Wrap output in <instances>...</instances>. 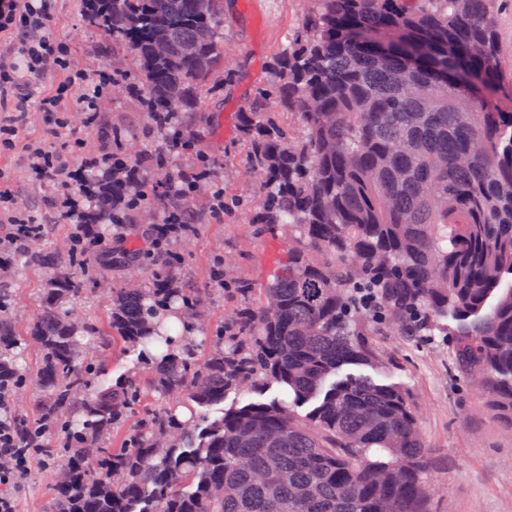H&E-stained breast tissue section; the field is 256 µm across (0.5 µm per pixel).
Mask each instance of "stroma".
<instances>
[{"label": "stroma", "mask_w": 512, "mask_h": 512, "mask_svg": "<svg viewBox=\"0 0 512 512\" xmlns=\"http://www.w3.org/2000/svg\"><path fill=\"white\" fill-rule=\"evenodd\" d=\"M302 8L301 0H231L225 9L224 45L238 63L236 80L209 102L206 117L216 128L208 134L203 154L180 150L170 155L173 168L193 164L206 168L209 184L223 187L228 203L218 216L208 206L190 205L191 227L172 248L181 258L173 271L179 285L197 289L203 298L209 314L201 329L205 336L211 335L214 324L258 300L254 292L217 288L210 276L216 258L230 261L232 280L256 286L266 280L283 248L280 236L255 234L253 225L244 221L247 202L259 196L261 188L247 172L237 114L257 88L271 80L268 64L288 33L299 27ZM48 31L74 47L73 70L102 78L113 67L130 64L122 49L99 52L101 35L86 24L82 0H56ZM96 110L98 119L89 127L81 112L67 106L57 112H29L19 132L20 147L0 152V178L14 191L15 209L33 212L44 227L45 264L17 263L0 272V282L12 293V319L18 331H26L41 310L44 283L49 274L62 270L72 230L53 207L60 187L30 178L27 147L42 143L61 121L67 123L68 140L77 144L81 155L111 152L116 127L134 134L141 160H148L162 146L146 133L147 117L134 99L108 92ZM73 278L79 288L73 312L102 325L107 321L111 289L134 278L149 286L152 271L105 267L97 280L78 272ZM371 342L384 360L388 381L406 389L420 416L432 460L428 480L436 490L433 512H512V417L496 411L487 393L459 371L453 337L438 330L429 336L413 335L382 325ZM54 484L50 469L33 465L12 490L18 512H46Z\"/></svg>", "instance_id": "1"}]
</instances>
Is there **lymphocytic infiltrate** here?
Masks as SVG:
<instances>
[{
	"label": "lymphocytic infiltrate",
	"instance_id": "lymphocytic-infiltrate-1",
	"mask_svg": "<svg viewBox=\"0 0 512 512\" xmlns=\"http://www.w3.org/2000/svg\"><path fill=\"white\" fill-rule=\"evenodd\" d=\"M53 0H0V147L15 149L19 127L27 112L38 109L54 112L69 98H76L82 111L95 110L104 92L103 81L82 76L80 81L62 82L47 87L52 73L67 70L73 48L69 43L49 37L46 26L53 14ZM29 167L35 181L63 186L54 202L61 218L81 213L80 201L67 187L82 177L85 170L109 166L110 157H90L74 164L72 151L65 147H29ZM191 217L177 212L169 218L143 225L140 237L154 251H169L179 240ZM41 449L21 447L10 412V401L0 395V458L9 459L8 467L0 468V512H17L10 493L29 473Z\"/></svg>",
	"mask_w": 512,
	"mask_h": 512
}]
</instances>
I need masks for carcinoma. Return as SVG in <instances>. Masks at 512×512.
Masks as SVG:
<instances>
[{
    "label": "carcinoma",
    "mask_w": 512,
    "mask_h": 512,
    "mask_svg": "<svg viewBox=\"0 0 512 512\" xmlns=\"http://www.w3.org/2000/svg\"><path fill=\"white\" fill-rule=\"evenodd\" d=\"M497 0H308L274 56V79L239 115L250 173L265 189L250 210L258 234H288V256L256 306L215 327L197 353L199 293L176 288L180 256L144 253L150 288H114L98 328L72 313L69 273L46 281L30 340L41 351V416L15 420L19 443L49 449L57 470L48 512H431L429 455L405 390L358 372L382 363L376 318L406 327L410 312L451 331L459 367L512 416V75L499 66ZM102 45L131 71H112L173 148L203 145L194 124L231 84L224 0H84ZM165 41L169 54L153 45ZM196 44L187 57L184 44ZM112 131V167L82 187L90 205L67 261L84 264L144 203L177 209L156 164ZM32 225L25 255L42 257ZM0 290V389L21 392L20 338ZM140 350L116 380L84 338ZM285 394L265 400L272 388ZM245 396L221 415L224 395ZM152 398L118 448L111 434ZM309 406L306 413L299 409ZM274 470L281 479L260 483Z\"/></svg>",
    "instance_id": "cac0c4a2"
}]
</instances>
